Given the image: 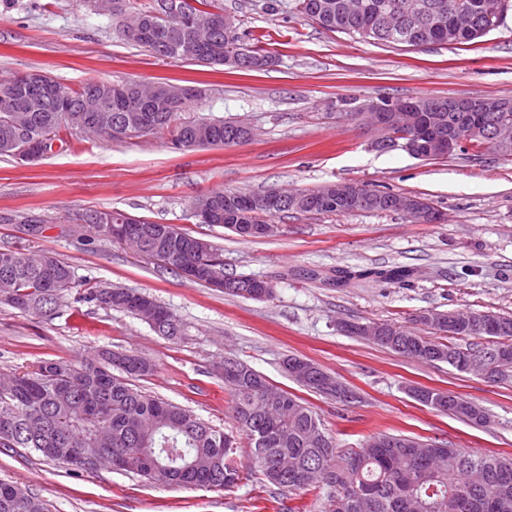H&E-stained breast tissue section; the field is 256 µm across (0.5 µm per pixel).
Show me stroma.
Returning <instances> with one entry per match:
<instances>
[{"mask_svg": "<svg viewBox=\"0 0 512 512\" xmlns=\"http://www.w3.org/2000/svg\"><path fill=\"white\" fill-rule=\"evenodd\" d=\"M241 31L261 38L276 62L232 73L152 56L118 34L111 16L84 0H0V79L40 70L77 86L110 82H197L204 92L180 120L224 119L252 129L223 148L177 151L160 134L93 137L34 163L0 157V248L54 253L77 280L153 296L184 326L176 339L132 315L81 299L25 315L0 299V376L43 360L80 363L102 349L154 366L144 391L233 429L231 395L218 367L246 361L306 402L338 447L358 448L382 432L512 456V378L491 381L442 362H424L348 334L347 322L387 321L421 336V312L512 316V155L458 152L430 160L382 150L368 105L414 97H512V10L471 45L377 44L307 20L294 0H218ZM334 182L416 194L444 215L413 224L393 213H289L277 236L244 241L193 215L202 195L315 189ZM88 210H122L210 241L224 273L270 281L271 298L232 297L167 270L124 245L96 238L77 221ZM42 226L31 235L20 214ZM408 270L403 282L361 277L364 269ZM355 272L348 287L328 279ZM310 360L357 395L341 403L300 386L282 370ZM448 391L490 415L478 427L423 405L413 389ZM239 454L242 478L224 489L147 484L134 474L88 475L20 448H0V481L29 489L49 512H323L325 490L288 492Z\"/></svg>", "mask_w": 512, "mask_h": 512, "instance_id": "stroma-1", "label": "stroma"}]
</instances>
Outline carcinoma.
Segmentation results:
<instances>
[{
	"label": "carcinoma",
	"mask_w": 512,
	"mask_h": 512,
	"mask_svg": "<svg viewBox=\"0 0 512 512\" xmlns=\"http://www.w3.org/2000/svg\"><path fill=\"white\" fill-rule=\"evenodd\" d=\"M497 4L492 18L478 12L475 26L461 33L449 24L425 23L409 33L412 47L432 44L470 43L488 33L489 22L502 18L512 0H426L438 11L459 2ZM193 23L174 15L181 0H151L149 6L128 8L136 13L137 34L130 40L147 52L203 66H228L241 71H261L274 63L264 47L244 43L232 35L236 57L224 53V32L206 26V20L224 11L215 0H194ZM347 0H296L295 9L320 27L389 44L383 28L384 15L398 0H363L365 11L351 14ZM172 83L137 81L113 83L88 78L70 87L45 72L30 71L0 79V156L17 158L18 143L39 140L50 154L68 151L79 133L95 131L113 140L145 134H166L171 148L182 150L224 147L239 143L244 126L215 119L182 121L179 113L189 102L202 98L198 88L185 87V95L168 97ZM94 97L100 111H84L87 97ZM497 114H483L479 131L470 138L472 148L495 149L488 133ZM365 202L360 211L392 213L391 193L361 188ZM259 194L219 191L198 198L194 216L202 224H222L248 239L259 234L247 231L240 217L251 224L273 222L287 207L252 206ZM306 213L348 214L350 208L323 202L317 190H302ZM92 224L104 240L119 243L131 230L138 253L166 259L165 267L178 273L196 264L204 272L224 277V263L208 241L171 224L144 220L124 223V212H99ZM76 287L74 273L65 261L48 252L29 258L11 249H0V297L23 314L40 315L63 302ZM84 299L126 311L141 321L153 318L152 329L173 338L182 335L165 307L152 296L127 288H89ZM151 309L144 317L143 308ZM477 328L459 331L462 336L493 338L499 350L492 361L491 377L512 373V316L475 315ZM386 335L375 344L396 353L418 352L429 362H448L449 345L427 340L389 322ZM240 372L230 390L238 429L253 448L254 462L263 475L274 465L304 473L321 466L327 478L314 481L273 482L288 491L322 486L329 490L325 512H512V458L451 448L444 443L403 439L397 448H379L377 442L394 434L380 433L359 448L341 450L326 432L316 413L295 395L278 388L262 393L261 373L239 363ZM152 364L132 354L104 350L80 364L48 360L36 369L14 376L13 386L0 391V447L23 448L48 460L66 463L67 449L79 448L85 458L81 470L92 474L99 459L111 454L120 459L119 469L155 483L178 487L224 488L237 483L242 462L237 439L202 421L190 411L148 394L131 383L152 375ZM15 485L0 483V512H47L46 503L24 490V501L12 496Z\"/></svg>",
	"instance_id": "obj_1"
}]
</instances>
